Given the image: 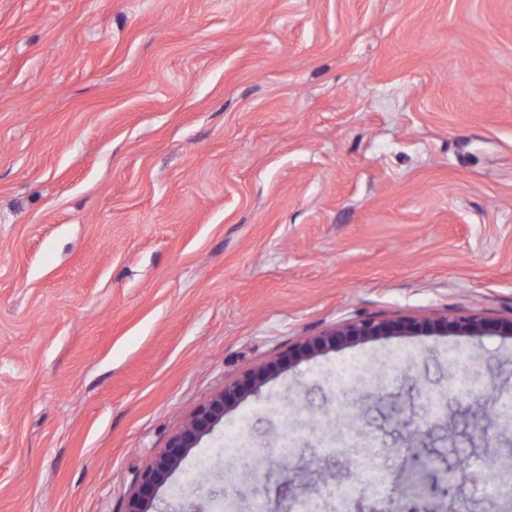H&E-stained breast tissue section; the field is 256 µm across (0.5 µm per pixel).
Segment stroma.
<instances>
[{
    "label": "stroma",
    "mask_w": 512,
    "mask_h": 512,
    "mask_svg": "<svg viewBox=\"0 0 512 512\" xmlns=\"http://www.w3.org/2000/svg\"><path fill=\"white\" fill-rule=\"evenodd\" d=\"M471 313L494 330L286 359L362 319ZM510 321L512 0H0V512H124L260 365L151 512L288 489L336 512L341 432L386 499L416 450L512 470V421L471 418L512 404ZM395 404L440 414L412 437ZM268 376V367L257 368L234 384L224 386L223 391L196 409L187 425L172 438L169 449L141 473L137 489L127 499L125 512H150V501L155 491L176 471L186 453L223 420L228 408L246 394L256 392Z\"/></svg>",
    "instance_id": "stroma-1"
}]
</instances>
